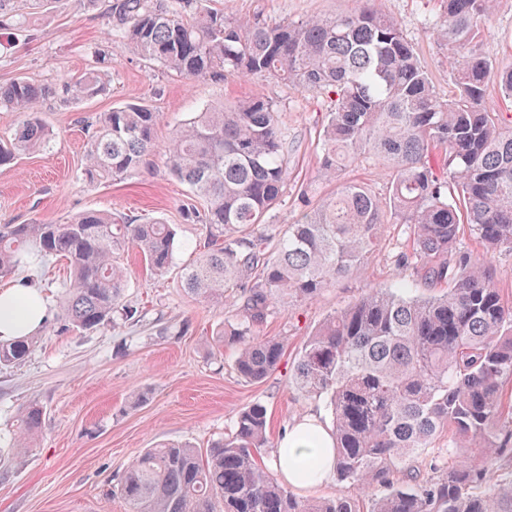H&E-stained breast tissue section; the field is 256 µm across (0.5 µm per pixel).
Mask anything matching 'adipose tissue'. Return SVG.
I'll list each match as a JSON object with an SVG mask.
<instances>
[{"instance_id":"obj_1","label":"adipose tissue","mask_w":512,"mask_h":512,"mask_svg":"<svg viewBox=\"0 0 512 512\" xmlns=\"http://www.w3.org/2000/svg\"><path fill=\"white\" fill-rule=\"evenodd\" d=\"M48 316L43 291L30 280L20 279L0 289V341L37 335ZM334 441L329 429L312 416L302 417L279 439L272 452V465L288 484H295L298 468L317 460L313 485L334 475Z\"/></svg>"}]
</instances>
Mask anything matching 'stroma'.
Wrapping results in <instances>:
<instances>
[{
  "label": "stroma",
  "instance_id": "1",
  "mask_svg": "<svg viewBox=\"0 0 512 512\" xmlns=\"http://www.w3.org/2000/svg\"><path fill=\"white\" fill-rule=\"evenodd\" d=\"M395 18L428 68L437 92L448 93V47L438 37L444 21L441 0H376ZM207 7L266 21L336 17L357 10L361 0H206ZM109 25L89 0H54L40 12L28 39L0 30V84L18 77L39 83L79 74L93 65V52L109 50L108 94L69 106L49 103L41 117L52 129L49 149L19 155L0 166V224H61L88 210L109 211L135 222L149 219L174 225V270L151 275L138 254H124L128 282L124 302L137 308L139 321L115 320L93 331L59 332L66 264L48 258L17 268L37 281L49 302V317L34 350L16 364L0 368V453L15 439L24 407L43 409L36 447L21 459L0 465V512H125L112 494L118 474L143 449L160 442H189L206 449L223 438L239 410L253 401L268 409L269 447L260 461L269 465L271 446L295 419L331 416L321 400L288 386L306 336L330 313L372 288L405 284L415 297L433 296L413 268L398 264L411 252L410 225L387 216L381 240L364 265L316 299L276 307L257 332L286 336L281 362L265 381L238 376L230 352H218L213 336L231 308L188 297L177 270L203 250L202 226L184 219L189 193L174 177L163 154L149 157L139 170L107 182L82 179L85 133L78 116L95 117L127 103H144L159 112L158 144L194 112L261 95L272 100L288 141V186L271 211L275 226L291 224L306 207L335 189L318 176L319 135L326 120L325 96L298 90L263 75L228 76L224 82L194 81L165 74L108 38ZM477 51L501 70L512 69V0H497Z\"/></svg>",
  "mask_w": 512,
  "mask_h": 512
}]
</instances>
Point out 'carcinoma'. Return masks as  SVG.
<instances>
[{"mask_svg": "<svg viewBox=\"0 0 512 512\" xmlns=\"http://www.w3.org/2000/svg\"><path fill=\"white\" fill-rule=\"evenodd\" d=\"M97 1L121 45L166 73L215 83L227 74L268 75L330 99L321 172L336 192L278 236L268 233L267 216L288 184V143L273 101L206 106L162 149L190 189L183 215L206 230L207 251L181 269V286L195 299L235 307L215 344L238 346L239 376L261 383L278 367L287 337L260 336L256 326L274 305L313 299L358 269L387 211L411 225L404 260L425 282L446 284L427 298L407 295L403 285L373 289L303 341L291 384L330 411L335 477L347 489L310 500L287 491L259 462L267 409L255 401L204 451L164 442L139 454L112 487L127 512H512V300L496 287L492 266L497 253L512 254V117L485 100L493 82L512 101V70L473 50L495 0H443L446 99L401 25L372 7L270 25L202 0H89ZM11 2L0 0V27L24 32L34 17ZM109 83L94 66L53 84L0 85V109L22 116L13 133L0 135V165L50 144L53 132L40 118L46 103L90 100ZM77 123L87 131L82 177L90 182L135 171L157 151L158 113L145 104ZM439 150L440 171L431 164ZM363 161L389 173L388 199L341 180ZM463 224L485 257L460 247ZM175 237L170 224H132L100 211L65 224H0V277L33 256L64 260L66 317L94 330L138 318L123 303L122 255L137 251L163 277ZM35 345L31 337L0 342V365ZM42 421L39 404H29L16 447H32ZM470 448L481 449L482 460L471 459ZM421 458L439 475L421 474ZM375 488L380 494L366 506L354 497Z\"/></svg>", "mask_w": 512, "mask_h": 512, "instance_id": "obj_1", "label": "carcinoma"}]
</instances>
